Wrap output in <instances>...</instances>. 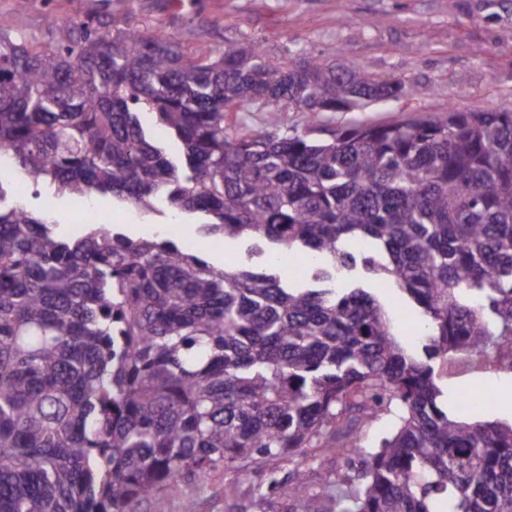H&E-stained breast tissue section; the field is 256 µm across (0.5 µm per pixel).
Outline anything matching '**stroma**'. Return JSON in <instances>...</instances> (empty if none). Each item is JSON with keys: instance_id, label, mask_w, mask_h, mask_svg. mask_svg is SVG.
I'll use <instances>...</instances> for the list:
<instances>
[{"instance_id": "1", "label": "stroma", "mask_w": 512, "mask_h": 512, "mask_svg": "<svg viewBox=\"0 0 512 512\" xmlns=\"http://www.w3.org/2000/svg\"><path fill=\"white\" fill-rule=\"evenodd\" d=\"M89 16L146 32L169 31L188 51L254 42L275 61L354 64L372 76L404 73L408 92L403 98L359 112L279 107L281 125L300 132L441 116L452 104L479 112L512 108V40L504 37L512 29V0H27L20 11L14 0H0V31L30 42L47 40L51 23ZM95 205L135 239L153 238L169 220L162 203L150 215L108 194L98 196ZM182 231L194 240L198 255L216 267H259L241 243L205 234L195 217H186ZM372 292L401 345L423 356L426 339L413 331L421 314L411 299L390 283L373 282ZM431 365L449 413H456L466 392L473 398L469 420L512 422L499 411L512 403L511 366L461 354L432 359ZM360 469L357 460L315 461L295 450L259 471L246 466L237 472L214 470L204 481L185 478L140 502L134 512H245L260 495L268 512H287L296 473L305 474L311 495L320 500L337 478L356 476Z\"/></svg>"}]
</instances>
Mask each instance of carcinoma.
I'll list each match as a JSON object with an SVG mask.
<instances>
[{"label": "carcinoma", "mask_w": 512, "mask_h": 512, "mask_svg": "<svg viewBox=\"0 0 512 512\" xmlns=\"http://www.w3.org/2000/svg\"><path fill=\"white\" fill-rule=\"evenodd\" d=\"M93 20L37 45L0 32V152L37 187L172 224L209 217L265 270L195 246L0 207V512H133L185 475L292 449L349 457L395 410L358 482L322 512H512V425L448 414L429 361L512 362V110L325 132L230 130L257 104L352 112L404 79L273 62L245 43L192 54L175 37ZM151 117V129L142 122ZM177 139L174 157L162 138ZM296 255L315 288L292 285ZM420 309L408 354L357 265ZM291 512H315L303 475Z\"/></svg>", "instance_id": "carcinoma-1"}]
</instances>
